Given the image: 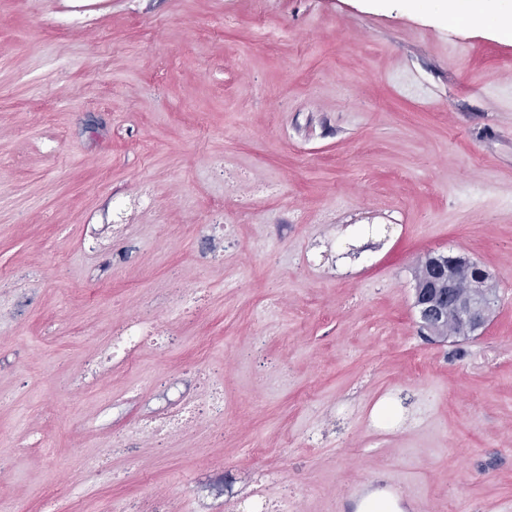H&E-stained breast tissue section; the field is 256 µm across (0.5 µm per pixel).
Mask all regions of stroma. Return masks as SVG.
<instances>
[{
	"instance_id": "1",
	"label": "stroma",
	"mask_w": 512,
	"mask_h": 512,
	"mask_svg": "<svg viewBox=\"0 0 512 512\" xmlns=\"http://www.w3.org/2000/svg\"><path fill=\"white\" fill-rule=\"evenodd\" d=\"M145 185L113 261L88 234ZM430 251L491 273L479 335L421 330ZM178 287L209 297L170 322ZM128 316L165 344L82 386ZM186 394L190 426L122 440ZM249 480L301 512L512 505V34L441 0H0V495L191 512ZM206 228L208 231H201V239L208 246V257L219 260L224 251V225L209 224ZM357 512H405L402 499L396 492L381 491L361 499Z\"/></svg>"
}]
</instances>
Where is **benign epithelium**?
<instances>
[{
    "label": "benign epithelium",
    "instance_id": "1",
    "mask_svg": "<svg viewBox=\"0 0 512 512\" xmlns=\"http://www.w3.org/2000/svg\"><path fill=\"white\" fill-rule=\"evenodd\" d=\"M415 279L414 308L422 329L446 338L468 336L483 328L495 303L487 270L471 258L428 253Z\"/></svg>",
    "mask_w": 512,
    "mask_h": 512
}]
</instances>
